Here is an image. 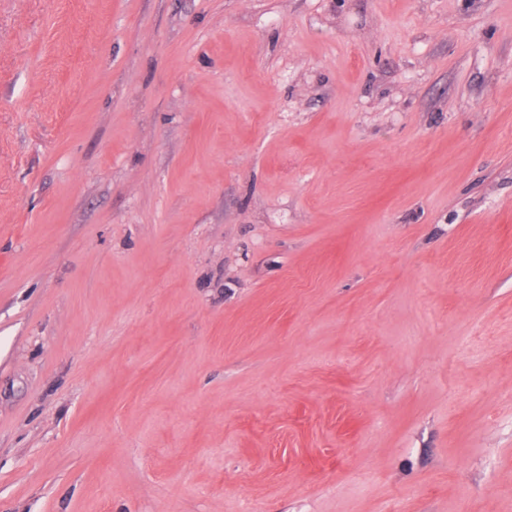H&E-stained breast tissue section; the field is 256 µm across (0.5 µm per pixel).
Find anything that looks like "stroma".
I'll use <instances>...</instances> for the list:
<instances>
[{
  "label": "stroma",
  "mask_w": 512,
  "mask_h": 512,
  "mask_svg": "<svg viewBox=\"0 0 512 512\" xmlns=\"http://www.w3.org/2000/svg\"><path fill=\"white\" fill-rule=\"evenodd\" d=\"M0 512H512V0H0Z\"/></svg>",
  "instance_id": "stroma-1"
}]
</instances>
